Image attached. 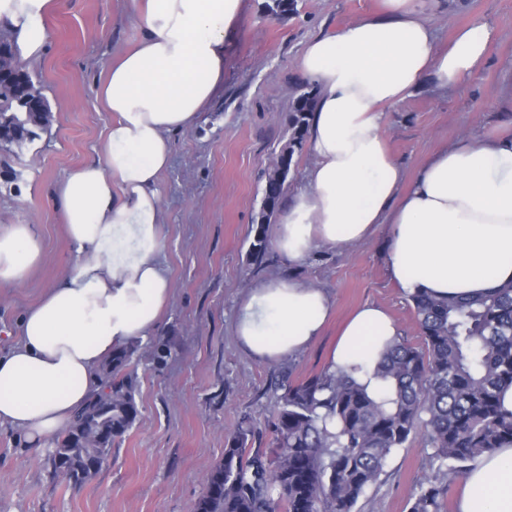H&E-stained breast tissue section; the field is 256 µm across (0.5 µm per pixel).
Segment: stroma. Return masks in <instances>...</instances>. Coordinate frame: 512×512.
<instances>
[{"instance_id":"35a3bbf8","label":"stroma","mask_w":512,"mask_h":512,"mask_svg":"<svg viewBox=\"0 0 512 512\" xmlns=\"http://www.w3.org/2000/svg\"><path fill=\"white\" fill-rule=\"evenodd\" d=\"M381 2L298 0L297 13L275 18L272 0H243L224 34V89L194 128L173 134L172 165L160 177L161 257L172 298L159 336L138 345V420L113 445L108 465L79 485L54 476L51 448L25 447L16 431L0 427V512H192L207 470L224 457L225 433L246 412L253 450L270 452L275 366L250 356L233 334L241 299L260 281L288 272L332 301L323 335L295 358L294 379L327 367L340 326L364 305L384 309L401 338L420 344L409 297L387 271L386 227L355 245L316 244L292 267L274 251L259 271L248 255L262 174L287 138L289 94L304 83L297 61L305 44L380 14ZM425 15L439 45L476 18L494 38L459 87L440 91L424 79L388 111V149L410 181L441 148L512 136V0H430ZM43 24L46 49L26 66L41 80L54 122L0 153V224L36 225L42 259L24 283L0 288L1 350L15 341L22 313L71 267L73 248L50 187L101 147L112 115L98 87L112 59L141 35L127 0H60ZM430 472L428 449L407 442L355 512H407Z\"/></svg>"}]
</instances>
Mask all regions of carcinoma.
<instances>
[{
    "mask_svg": "<svg viewBox=\"0 0 512 512\" xmlns=\"http://www.w3.org/2000/svg\"><path fill=\"white\" fill-rule=\"evenodd\" d=\"M317 90L303 85L293 94L279 153L288 165L307 145L309 117ZM12 93L0 88V123H13L19 144L46 131ZM260 210L250 243L253 264L270 249L269 220L281 207L286 179L274 168L263 175ZM422 345L396 339L376 376L392 385L388 397H374L343 371L329 369L288 381L273 406V452L249 454L255 430L243 415L224 437V461L206 475L204 494L193 512H354L377 485L387 458L415 438L431 449L437 474L425 477L408 502V512H445L439 476H461L466 464L512 444V412L499 392L512 385V282L469 299L410 296ZM136 346L115 352L103 367L104 388L55 441L54 476L85 481L109 460L138 417L131 363Z\"/></svg>",
    "mask_w": 512,
    "mask_h": 512,
    "instance_id": "cac0c4a2",
    "label": "carcinoma"
}]
</instances>
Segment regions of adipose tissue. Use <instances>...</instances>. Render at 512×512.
Returning <instances> with one entry per match:
<instances>
[{"label":"adipose tissue","instance_id":"adipose-tissue-1","mask_svg":"<svg viewBox=\"0 0 512 512\" xmlns=\"http://www.w3.org/2000/svg\"><path fill=\"white\" fill-rule=\"evenodd\" d=\"M242 0H129L142 27L110 66L99 95L115 118L95 157L57 179L52 195L75 248L69 273L27 308L18 339L0 353V426L43 448L103 383L113 350L161 331L172 288L161 257L160 176L174 133L194 127L224 87V32ZM56 0H0V31L20 53L40 56L42 24ZM492 31L476 20L439 48L419 0H385L383 14L309 40L299 71L318 90L308 141L307 187L288 200L274 246L288 263L315 243L354 245L390 227L387 264L409 295L475 298L512 281V138L437 151L414 182L386 147V113L425 76L458 85L485 58ZM41 259L35 225H0V288L22 284ZM331 313L325 291L288 274L242 299L239 342L275 363L305 351ZM398 330L384 310L345 323L331 370H353L369 391ZM458 512H512V445L478 457Z\"/></svg>","mask_w":512,"mask_h":512}]
</instances>
